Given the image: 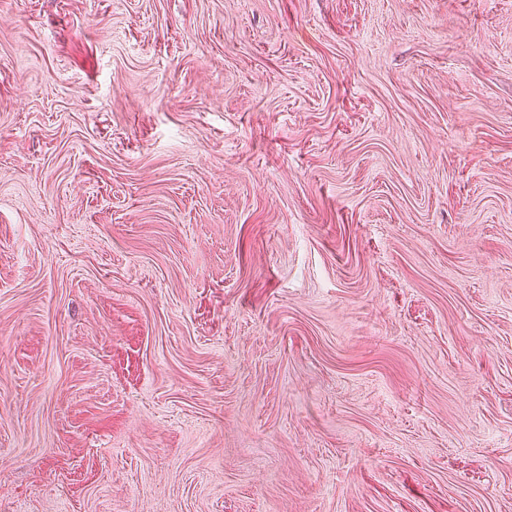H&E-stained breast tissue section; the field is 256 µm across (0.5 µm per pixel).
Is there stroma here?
<instances>
[{"mask_svg":"<svg viewBox=\"0 0 512 512\" xmlns=\"http://www.w3.org/2000/svg\"><path fill=\"white\" fill-rule=\"evenodd\" d=\"M0 512H512V0H0Z\"/></svg>","mask_w":512,"mask_h":512,"instance_id":"obj_1","label":"stroma"}]
</instances>
